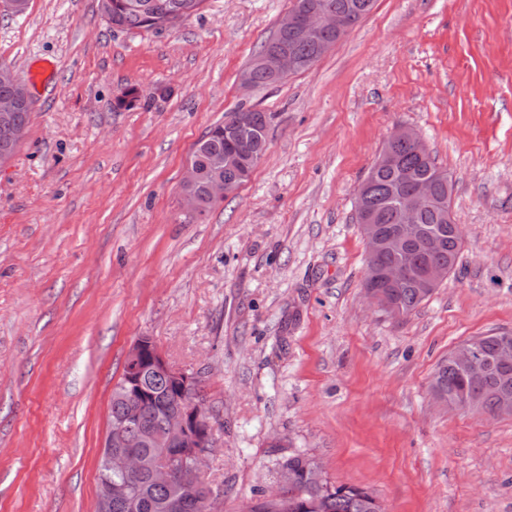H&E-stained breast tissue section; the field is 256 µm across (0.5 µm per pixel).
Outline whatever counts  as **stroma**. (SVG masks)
<instances>
[{
	"mask_svg": "<svg viewBox=\"0 0 512 512\" xmlns=\"http://www.w3.org/2000/svg\"><path fill=\"white\" fill-rule=\"evenodd\" d=\"M294 3L206 0L158 31L110 26L98 0L0 13V63L24 83L53 65L0 167V512H98L112 387L142 336L201 374L219 512L295 450L385 512H512V416L430 393L461 343L512 334V0H376L309 70L242 88ZM242 106L270 114L267 152L184 223L193 146ZM401 124L448 171L463 247L395 322L366 299L354 216Z\"/></svg>",
	"mask_w": 512,
	"mask_h": 512,
	"instance_id": "1",
	"label": "stroma"
}]
</instances>
